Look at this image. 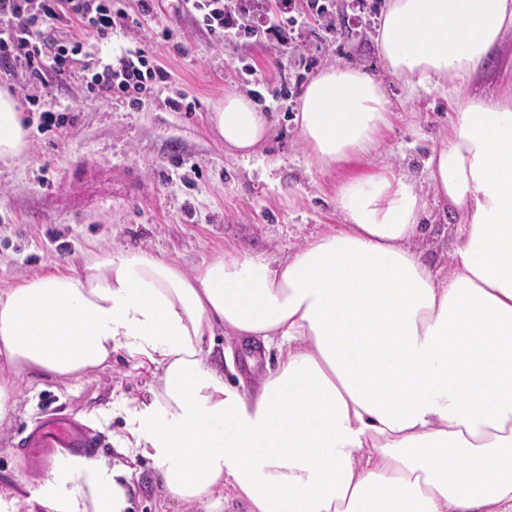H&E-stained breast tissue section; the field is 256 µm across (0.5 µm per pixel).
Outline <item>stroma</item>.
Wrapping results in <instances>:
<instances>
[{"label": "stroma", "instance_id": "1", "mask_svg": "<svg viewBox=\"0 0 512 512\" xmlns=\"http://www.w3.org/2000/svg\"><path fill=\"white\" fill-rule=\"evenodd\" d=\"M389 3L336 0L328 27L308 0H294L298 24L273 29L269 20L281 13V0H265L263 10L219 37L199 28L177 0H159L154 15L140 18L139 36L169 81L144 92L140 109L98 99L75 79L53 87L47 99L69 106L70 125L48 132L40 131L39 112L24 101V78L7 83L31 122L21 159L0 162V291L69 272L99 251L144 250L188 274L238 251L280 260L313 237L344 230L337 184L384 167L420 183L432 199L422 185L423 162L448 131V103L388 73L374 37ZM336 65L381 80L397 108L371 160L324 171L299 135L297 106L309 81ZM471 89L512 93V46L494 53ZM231 92L269 115V135L248 157L225 150L208 122L213 105ZM181 95L191 111L169 107V99ZM216 343L231 349L236 377L250 392L280 360L272 346L261 349L251 367L245 341L220 335ZM159 375L154 365L119 349L109 365L78 378L41 380L31 373L12 379L17 405L0 422V497H15L16 473L37 483L47 474L17 443L54 412L84 420L99 442L98 459L123 463L116 447L129 436L124 410L158 387ZM99 410L109 411L110 420H91ZM135 468L130 512H211L203 503L168 498L149 461L137 460Z\"/></svg>", "mask_w": 512, "mask_h": 512}]
</instances>
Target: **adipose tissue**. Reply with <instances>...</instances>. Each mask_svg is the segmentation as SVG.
<instances>
[{
  "mask_svg": "<svg viewBox=\"0 0 512 512\" xmlns=\"http://www.w3.org/2000/svg\"><path fill=\"white\" fill-rule=\"evenodd\" d=\"M512 34V0H391L379 55L450 105L426 161L457 220L451 271L425 261L427 204L383 170L341 182L343 231L276 261L227 254L194 273L143 251L93 253L0 292V365L80 377L122 348L160 372L125 412L122 454L151 461L170 499L251 512H512V95L468 91ZM393 104L351 66L305 87L299 132L331 168L371 159ZM209 123L251 155L265 115L230 93ZM28 131L0 90V160ZM286 350L258 392L207 359L216 328ZM134 470L70 457L25 512H129Z\"/></svg>",
  "mask_w": 512,
  "mask_h": 512,
  "instance_id": "1",
  "label": "adipose tissue"
}]
</instances>
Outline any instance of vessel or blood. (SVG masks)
<instances>
[{"instance_id": "obj_1", "label": "vessel or blood", "mask_w": 512, "mask_h": 512, "mask_svg": "<svg viewBox=\"0 0 512 512\" xmlns=\"http://www.w3.org/2000/svg\"><path fill=\"white\" fill-rule=\"evenodd\" d=\"M31 455L50 458L54 449L64 448L90 458L97 443L84 428L64 417H54L35 428L24 440Z\"/></svg>"}]
</instances>
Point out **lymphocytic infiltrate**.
Returning <instances> with one entry per match:
<instances>
[{"mask_svg":"<svg viewBox=\"0 0 512 512\" xmlns=\"http://www.w3.org/2000/svg\"><path fill=\"white\" fill-rule=\"evenodd\" d=\"M134 17L125 0H0V60L6 74H21L34 88L27 101L41 106L46 126L65 127L66 116L54 104L41 102L39 91L72 78L98 98L137 108L147 85L168 82L165 68L141 48L106 58L90 57L84 49L88 38L130 37L136 30ZM76 26L85 31V39L72 36Z\"/></svg>","mask_w":512,"mask_h":512,"instance_id":"obj_1","label":"lymphocytic infiltrate"}]
</instances>
